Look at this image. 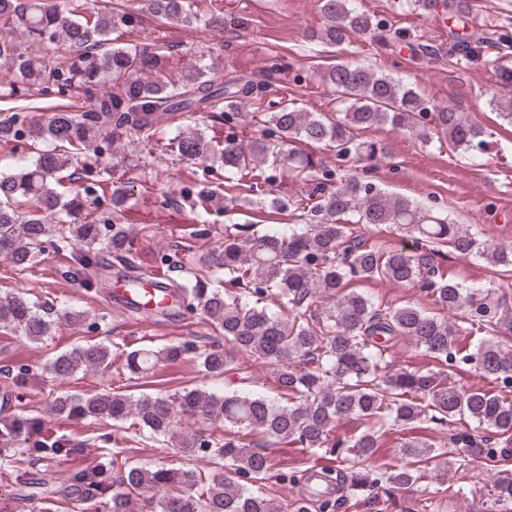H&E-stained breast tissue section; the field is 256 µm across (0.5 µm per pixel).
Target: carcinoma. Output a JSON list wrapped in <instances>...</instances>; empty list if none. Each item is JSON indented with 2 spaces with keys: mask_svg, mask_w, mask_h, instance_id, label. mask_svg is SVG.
<instances>
[{
  "mask_svg": "<svg viewBox=\"0 0 512 512\" xmlns=\"http://www.w3.org/2000/svg\"><path fill=\"white\" fill-rule=\"evenodd\" d=\"M202 0H98L88 14L69 0H0V65L12 74L1 98L14 100L11 115L0 114V143H49L52 149L28 164L0 172V255L15 273L31 267L48 243L70 248L71 276L96 265L100 251L135 267L133 237L124 224H98L87 210L96 186L112 177L106 154L112 144L130 136L147 140L172 111L187 112L188 124L175 143L179 156L207 169L229 173L269 164L295 178H315L311 194L295 201L310 209L317 224H285L257 229L254 224L224 227V245L211 253L207 266L224 272L227 287L211 286L206 274L180 286L183 300L201 312L209 326L236 351L275 367L276 397L239 390L208 392L184 388L172 394L133 397L120 392H61L49 402L58 419H91L129 424L153 441L184 456L203 454L214 470L207 476L166 466H124L112 479L115 463L95 471L73 470L69 479L92 487L105 512H128L129 495L154 490L159 497L151 512H288L264 491V481L288 476L276 470L265 451L268 442L299 448H347L341 459L353 494H369L383 481L407 489L422 477L420 463L435 448L414 437L404 442L401 462L377 477L367 461L378 448V434L416 422L458 424L464 420L491 428L486 441L469 430L451 434L458 457L491 462L512 458V399L482 388L451 381L448 371L473 364L485 377L512 390V357L488 340L474 347L460 337L484 330L491 336L512 335V313L505 309L501 285L469 287L451 281L440 263L451 251L485 260L495 273L512 276V250L493 246L473 225L457 224L405 197L388 194L357 175L339 174L297 143L332 148L336 162L371 161L387 154L382 141L365 140L367 131L405 132L421 143L446 142L477 158L487 147L483 131L467 124L452 107L423 98L410 84L371 68L336 63L324 71L341 108L307 112L284 99L271 112L249 113L260 136L245 146L228 135L213 145L201 131L195 113L211 109L228 124L242 113L241 98L261 86L233 78L217 87L211 64L204 61L173 78L158 66L160 50L120 42L112 34L135 27L149 15L160 25L199 24L224 28V13L201 8ZM325 20L323 43L335 46L349 33L384 37L387 24L359 9L353 0H320ZM60 102L38 120L19 122L31 109L30 92ZM79 183L65 195L63 178ZM191 207L219 210L224 194L197 184L187 190ZM367 225H389L412 238L409 251L369 242ZM387 281L417 288L432 308L407 301L377 303L351 287L355 282ZM337 297L318 313V293ZM464 310L459 324L448 315ZM84 313L67 305L46 307L21 293L0 295V327L38 343L57 324L78 328ZM410 338L438 366L436 370L393 369L385 355ZM187 344L142 347L125 353L129 375L146 379L163 363L178 361ZM112 366L109 345H76L49 359L43 372L65 380L78 370ZM205 376L225 378L236 370L233 357L216 345L201 352ZM357 417L365 428L357 436L336 438V423ZM221 422L224 437L187 432L179 422ZM39 435L30 457L70 459L76 448L63 438L42 433L22 413L0 427V436ZM126 492H112L113 484ZM494 501L512 509V470L502 469L492 486ZM330 512L334 502L315 493L296 512H310L312 502Z\"/></svg>",
  "mask_w": 512,
  "mask_h": 512,
  "instance_id": "obj_1",
  "label": "carcinoma"
}]
</instances>
